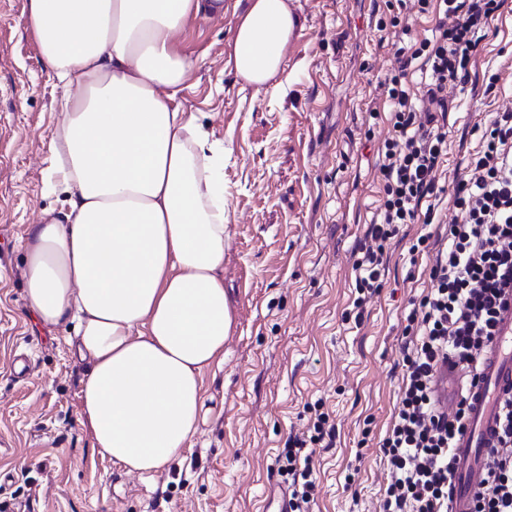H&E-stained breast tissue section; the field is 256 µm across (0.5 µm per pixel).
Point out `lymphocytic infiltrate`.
Here are the masks:
<instances>
[{
  "label": "lymphocytic infiltrate",
  "mask_w": 512,
  "mask_h": 512,
  "mask_svg": "<svg viewBox=\"0 0 512 512\" xmlns=\"http://www.w3.org/2000/svg\"><path fill=\"white\" fill-rule=\"evenodd\" d=\"M498 6V0H413L417 13H434V34L404 45L401 37L410 30L404 21L393 42L399 66L386 87L391 129L383 144L384 200L354 262L355 308L380 288L385 244L399 225L414 223L420 214L433 222L445 208L450 219L448 240L429 268L431 286L408 316L411 350L403 358L399 402L381 446L389 465L383 512H448L453 444L469 415L462 403L449 411L437 407L434 367L453 356L477 375L493 341L498 304L512 289V107L494 114L448 200L435 197V173L446 152L438 122L468 78ZM415 61L427 78L418 93L406 82ZM501 405L502 435L473 512H512V396ZM334 433L328 415L318 411L306 433L289 437L281 470L288 477L291 512H311L310 448Z\"/></svg>",
  "instance_id": "lymphocytic-infiltrate-1"
}]
</instances>
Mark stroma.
Returning <instances> with one entry per match:
<instances>
[{"instance_id": "stroma-1", "label": "stroma", "mask_w": 512, "mask_h": 512, "mask_svg": "<svg viewBox=\"0 0 512 512\" xmlns=\"http://www.w3.org/2000/svg\"><path fill=\"white\" fill-rule=\"evenodd\" d=\"M246 0L188 20L180 53L196 63L177 103L224 145V289L233 324L224 364L202 380L191 448L160 472L127 473L91 448L78 421L88 363L70 325L31 320L30 225L61 211L49 185L64 90L40 61L26 0H0V502L14 512H267L284 489L278 456L321 404L336 430L314 456V512H382L380 445L402 381L404 329L429 285L412 252L441 224L400 226L383 285L355 309L356 252L383 200V83L397 62L379 25L409 0H289L300 35L278 87L237 78L231 41ZM449 107L437 184L455 177L493 114L512 104V0L490 22Z\"/></svg>"}]
</instances>
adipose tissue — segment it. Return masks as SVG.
<instances>
[{
	"label": "adipose tissue",
	"instance_id": "ef3b65f1",
	"mask_svg": "<svg viewBox=\"0 0 512 512\" xmlns=\"http://www.w3.org/2000/svg\"><path fill=\"white\" fill-rule=\"evenodd\" d=\"M223 0H27L40 57L62 83L51 151L59 215L28 229L25 293L46 325L72 324L89 370L78 421L126 472L190 447L202 375L224 360V147L175 101L193 61L187 21ZM288 0H248L232 39L237 77L284 71Z\"/></svg>",
	"mask_w": 512,
	"mask_h": 512
}]
</instances>
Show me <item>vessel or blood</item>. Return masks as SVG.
Instances as JSON below:
<instances>
[{
    "label": "vessel or blood",
    "instance_id": "vessel-or-blood-1",
    "mask_svg": "<svg viewBox=\"0 0 512 512\" xmlns=\"http://www.w3.org/2000/svg\"><path fill=\"white\" fill-rule=\"evenodd\" d=\"M464 370L457 358L438 363L433 385L435 398L448 405L465 400L467 428L458 435L453 450L454 472L449 487V512H472L481 491L487 456L497 445L500 429L499 400L512 391V294H506L497 315L494 344L484 356L479 380L463 386Z\"/></svg>",
    "mask_w": 512,
    "mask_h": 512
}]
</instances>
